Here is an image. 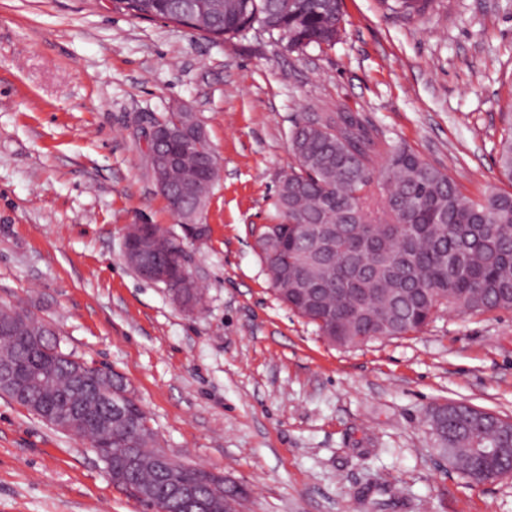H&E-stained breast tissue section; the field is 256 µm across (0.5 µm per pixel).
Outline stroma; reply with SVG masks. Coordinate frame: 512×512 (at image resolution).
Returning a JSON list of instances; mask_svg holds the SVG:
<instances>
[{
    "mask_svg": "<svg viewBox=\"0 0 512 512\" xmlns=\"http://www.w3.org/2000/svg\"><path fill=\"white\" fill-rule=\"evenodd\" d=\"M334 47L261 31L215 43L115 0H0V305L122 374L177 458L222 474L240 512H512L435 447L438 403L512 417V310L442 311L421 332L334 346L271 290L272 223L296 118L349 112L444 169L468 196L512 193L497 143L512 113V0L425 15L343 0ZM197 112L219 165L185 263L198 311L123 260L131 224L182 228L145 134ZM0 512H145L87 441L0 397Z\"/></svg>",
    "mask_w": 512,
    "mask_h": 512,
    "instance_id": "1",
    "label": "stroma"
}]
</instances>
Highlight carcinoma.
Wrapping results in <instances>:
<instances>
[{"instance_id": "cac0c4a2", "label": "carcinoma", "mask_w": 512, "mask_h": 512, "mask_svg": "<svg viewBox=\"0 0 512 512\" xmlns=\"http://www.w3.org/2000/svg\"><path fill=\"white\" fill-rule=\"evenodd\" d=\"M433 0H381L385 10L424 14ZM129 15L162 19L213 39L243 37L259 28L288 42V48L333 47L342 0H116ZM164 120L184 138L206 139L203 123L188 113ZM295 166L280 181L279 221L267 224L255 243L277 298L324 337L341 336V346L385 337L414 335L439 312L483 314L512 310V193L495 189L482 198L464 194L444 170L392 140L379 137L347 112L299 118L289 132ZM501 174L512 181V123L498 144ZM210 177L197 192L186 183L198 164L187 154L170 170L179 196L165 195L171 207L196 215L205 208L218 178L209 154ZM177 258L183 241L158 224L146 225ZM42 320L25 308L0 307V355L15 365L20 390L8 398L41 421L48 413L70 416V433L90 439L112 483L132 485L138 500L158 512H187L175 498L160 496L152 454L156 432L133 398L129 418L112 424L104 405H88L75 373L93 380L97 392L111 394L123 379L63 350L54 334L41 348L30 347L20 314ZM490 436L501 448L494 477L512 476V419L472 406L448 413L439 451L471 477L475 440ZM172 479L209 486L217 477L178 462ZM219 481V480H217ZM236 493L219 481L213 498Z\"/></svg>"}]
</instances>
